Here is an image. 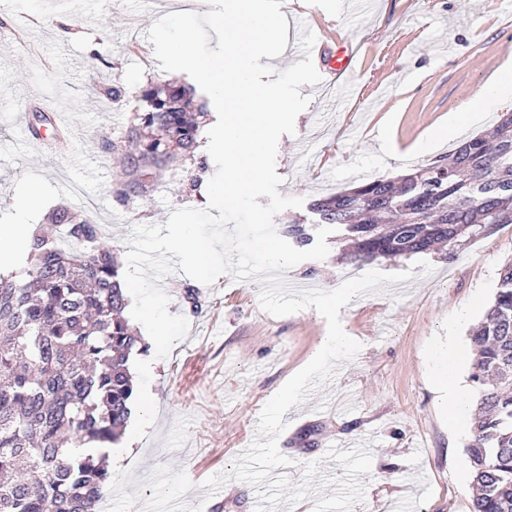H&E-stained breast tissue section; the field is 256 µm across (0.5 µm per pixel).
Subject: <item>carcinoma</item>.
Segmentation results:
<instances>
[{"label": "carcinoma", "instance_id": "carcinoma-1", "mask_svg": "<svg viewBox=\"0 0 512 512\" xmlns=\"http://www.w3.org/2000/svg\"><path fill=\"white\" fill-rule=\"evenodd\" d=\"M103 152L120 167L116 200L147 197L160 175L197 157L208 112L177 79L146 87ZM317 223L354 242L353 261L409 256L512 224V112L452 154L396 178L377 177L313 200ZM29 263L0 274V512H98L110 481L107 454L76 456L86 441L116 442L131 416V355L148 350L124 315L122 267L100 225L68 207L47 216ZM288 236L305 247L301 222ZM470 381L479 399L466 448L470 512H512V264L472 331Z\"/></svg>", "mask_w": 512, "mask_h": 512}]
</instances>
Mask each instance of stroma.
Instances as JSON below:
<instances>
[{"label": "stroma", "mask_w": 512, "mask_h": 512, "mask_svg": "<svg viewBox=\"0 0 512 512\" xmlns=\"http://www.w3.org/2000/svg\"><path fill=\"white\" fill-rule=\"evenodd\" d=\"M344 0H293L287 40L325 20L339 35L361 42L367 57L349 90L304 85L310 99L282 135L278 190L303 198L304 207L274 218L318 226L309 201L347 189L351 171L394 177L451 153L491 129L512 96L488 105L483 94L512 57V0H364L359 13ZM205 0H0V224L14 219L16 196L37 189L41 211L27 221L44 224L49 211L73 206L101 224L118 256L133 226L166 223L183 205L205 207L204 184L182 200L183 172L166 174L147 205L128 208L115 199L119 169L103 153V137L117 138L139 106L131 95L115 108L104 94L120 85L136 90L168 80L154 63L151 24L180 11L208 12ZM78 17L65 29L62 18ZM468 99L474 123L428 151L418 144ZM52 113L42 138L29 132L34 114ZM325 260L285 271L296 289L337 288L371 271L413 270L411 280L354 297L341 308L344 332L360 342L299 406L284 415L278 440L293 459L254 486L232 479L215 494L201 484L230 472L252 443L264 405L304 367L327 330L315 308L275 317L261 309L256 280L219 276L194 283L177 271L161 282L170 314L189 330L166 358L142 354L150 372L135 374L148 391L144 421L126 428L134 446L113 469L104 512H470L472 487L466 446L471 422L450 425L429 375L438 340L454 334L469 346L471 329L493 301L504 265L512 263V224H495L465 240L453 255H421L353 262L341 231L328 236ZM201 313H193L186 287ZM467 319H460V312Z\"/></svg>", "instance_id": "35a3bbf8"}]
</instances>
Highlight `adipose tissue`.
I'll list each match as a JSON object with an SVG mask.
<instances>
[{
  "mask_svg": "<svg viewBox=\"0 0 512 512\" xmlns=\"http://www.w3.org/2000/svg\"><path fill=\"white\" fill-rule=\"evenodd\" d=\"M43 205L40 194L30 193L15 199L13 207L19 219L12 224H0V272L21 271L27 261V243L32 227L25 218ZM466 358L465 350L455 341L439 345L433 358L432 383L439 400L452 422L462 421L470 404L458 384V368Z\"/></svg>",
  "mask_w": 512,
  "mask_h": 512,
  "instance_id": "1",
  "label": "adipose tissue"
}]
</instances>
